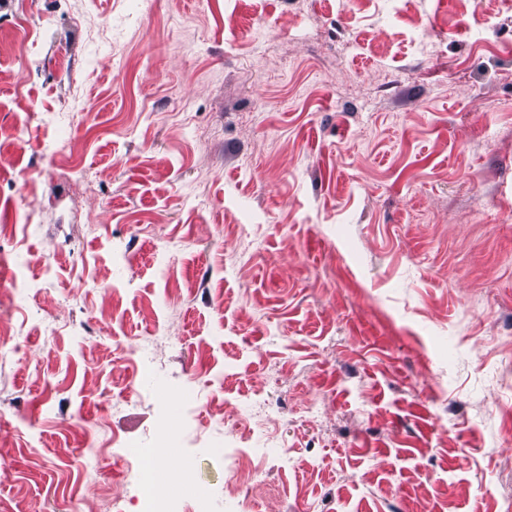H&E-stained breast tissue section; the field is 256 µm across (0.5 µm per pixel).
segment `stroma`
Segmentation results:
<instances>
[{
  "label": "stroma",
  "instance_id": "stroma-1",
  "mask_svg": "<svg viewBox=\"0 0 512 512\" xmlns=\"http://www.w3.org/2000/svg\"><path fill=\"white\" fill-rule=\"evenodd\" d=\"M0 268V512H505L512 0H0ZM132 453L140 458L143 472L146 481L141 490V497L139 501V511L137 512H173L170 510L169 505L157 502L151 495L149 490V471L150 463L148 459V453L142 450L134 449ZM153 470L162 475V480L158 483L165 490L177 485L181 481V474L178 469L165 461V454L157 452L154 456Z\"/></svg>",
  "mask_w": 512,
  "mask_h": 512
}]
</instances>
